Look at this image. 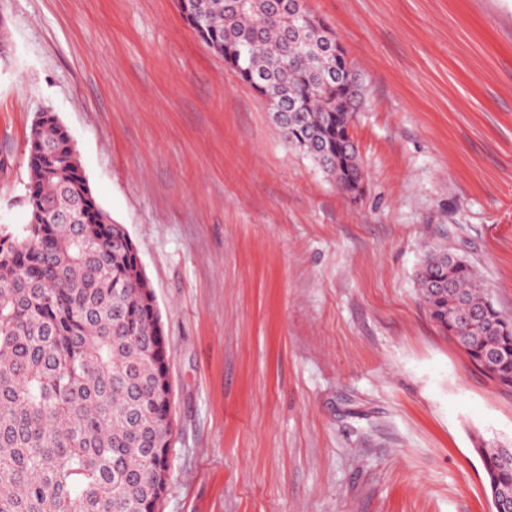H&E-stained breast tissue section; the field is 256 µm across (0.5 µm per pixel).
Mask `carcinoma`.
Here are the masks:
<instances>
[{"mask_svg":"<svg viewBox=\"0 0 512 512\" xmlns=\"http://www.w3.org/2000/svg\"><path fill=\"white\" fill-rule=\"evenodd\" d=\"M277 3L178 0L198 38L269 105L283 140L355 198L352 103L336 80L349 64ZM27 149L28 222L0 235V512H157L169 448L154 291L53 112L42 111ZM444 279L448 294L429 292ZM417 280L430 318L511 390L512 322L483 296L472 266L432 253ZM473 442L486 487L511 491L512 465L482 436Z\"/></svg>","mask_w":512,"mask_h":512,"instance_id":"carcinoma-1","label":"carcinoma"}]
</instances>
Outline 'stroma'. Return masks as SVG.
<instances>
[{"label": "stroma", "mask_w": 512, "mask_h": 512, "mask_svg": "<svg viewBox=\"0 0 512 512\" xmlns=\"http://www.w3.org/2000/svg\"><path fill=\"white\" fill-rule=\"evenodd\" d=\"M361 85L351 200L287 145L177 0H0V227L55 113L124 225L169 350L158 512H491L472 438L512 391L415 275L449 249L512 320V0H307Z\"/></svg>", "instance_id": "1"}]
</instances>
